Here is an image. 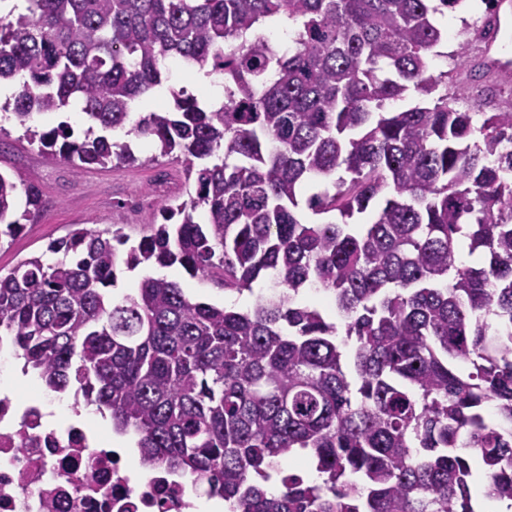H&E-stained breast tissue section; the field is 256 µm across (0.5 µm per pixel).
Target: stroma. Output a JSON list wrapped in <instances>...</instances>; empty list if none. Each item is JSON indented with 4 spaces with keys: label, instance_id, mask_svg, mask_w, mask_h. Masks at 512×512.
I'll return each instance as SVG.
<instances>
[{
    "label": "stroma",
    "instance_id": "1",
    "mask_svg": "<svg viewBox=\"0 0 512 512\" xmlns=\"http://www.w3.org/2000/svg\"><path fill=\"white\" fill-rule=\"evenodd\" d=\"M485 14L483 0H463L461 7L440 18L448 40L441 45L439 56L433 57L431 69L447 73L448 90L459 93L460 107L495 112L512 105V82L493 74L477 83L457 68L461 46L470 43ZM150 155L145 147L136 164L93 167L77 173L68 164L48 159L39 143L30 142L15 120L0 122V169L21 171L38 187L43 203L22 234L0 240V271L8 272L30 255L44 254L50 241L64 237L76 224L97 230L119 224L131 240H138L161 194L180 191L184 180L180 163H153Z\"/></svg>",
    "mask_w": 512,
    "mask_h": 512
}]
</instances>
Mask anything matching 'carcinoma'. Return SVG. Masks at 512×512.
Wrapping results in <instances>:
<instances>
[{
	"mask_svg": "<svg viewBox=\"0 0 512 512\" xmlns=\"http://www.w3.org/2000/svg\"><path fill=\"white\" fill-rule=\"evenodd\" d=\"M461 0H27L0 16L3 110L74 171L183 165L132 244L82 227L0 273V336L46 390L74 388L138 436L140 459L208 486L228 512L512 509V111H462L430 68ZM275 28L288 50L259 33ZM223 80L205 102L132 119L169 64ZM415 92L420 102L385 104ZM121 132L127 140H114ZM331 186L299 207L303 186ZM383 202L376 220H349ZM0 172V239L40 211ZM483 261H457L460 239ZM179 266L226 292L279 289L247 311L191 298L140 267ZM335 308L301 304L300 291ZM321 482L283 474L295 449ZM67 120L73 126L75 132L82 131L85 128V120L77 112H68L59 115H38L34 117V120L30 122L32 127H37L39 130H47L53 126H56L60 120Z\"/></svg>",
	"mask_w": 512,
	"mask_h": 512,
	"instance_id": "1",
	"label": "carcinoma"
}]
</instances>
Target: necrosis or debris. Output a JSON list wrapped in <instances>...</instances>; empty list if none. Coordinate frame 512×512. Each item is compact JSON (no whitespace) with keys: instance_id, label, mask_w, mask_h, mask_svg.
<instances>
[{"instance_id":"1","label":"necrosis or debris","mask_w":512,"mask_h":512,"mask_svg":"<svg viewBox=\"0 0 512 512\" xmlns=\"http://www.w3.org/2000/svg\"><path fill=\"white\" fill-rule=\"evenodd\" d=\"M0 512H196L182 478L139 481L82 420L48 423L38 399L0 394Z\"/></svg>"}]
</instances>
